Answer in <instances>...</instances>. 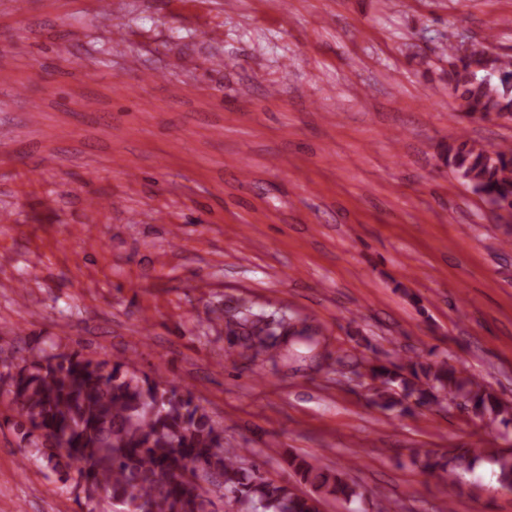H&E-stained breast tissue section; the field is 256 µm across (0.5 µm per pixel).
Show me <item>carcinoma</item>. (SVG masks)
Wrapping results in <instances>:
<instances>
[{"instance_id":"obj_1","label":"carcinoma","mask_w":512,"mask_h":512,"mask_svg":"<svg viewBox=\"0 0 512 512\" xmlns=\"http://www.w3.org/2000/svg\"><path fill=\"white\" fill-rule=\"evenodd\" d=\"M448 35V85L467 118H512V59L477 45L455 58ZM446 161L472 190L499 210L512 213V147L491 149L467 140L448 147ZM232 332L258 355L295 340H313L316 332L284 312L241 313ZM365 374L374 382L373 402L387 410L438 404L441 397L460 399L478 419L512 415L486 383L443 362L431 366L417 357L388 365L370 363ZM0 394L10 400L18 420L14 428L45 468L84 494L88 512H96L99 493L121 512H214L210 473L223 482V497L239 512H320V499L352 502L361 496L346 473L325 470L315 460L288 455V468L314 489L301 496L291 485L243 466L242 458L218 443L217 423L189 393L162 381L140 377L120 363L84 358L77 353L41 350L0 374ZM489 459L499 486L512 490V451L454 448L443 454L425 451L421 468L435 478L456 483Z\"/></svg>"}]
</instances>
